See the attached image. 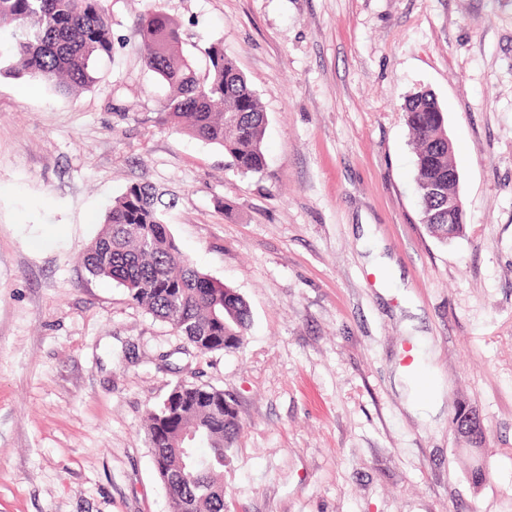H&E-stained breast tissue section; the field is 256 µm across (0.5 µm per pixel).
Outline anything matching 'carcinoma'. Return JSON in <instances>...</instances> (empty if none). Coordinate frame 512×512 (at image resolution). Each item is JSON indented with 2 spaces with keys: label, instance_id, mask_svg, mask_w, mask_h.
I'll use <instances>...</instances> for the list:
<instances>
[{
  "label": "carcinoma",
  "instance_id": "obj_1",
  "mask_svg": "<svg viewBox=\"0 0 512 512\" xmlns=\"http://www.w3.org/2000/svg\"><path fill=\"white\" fill-rule=\"evenodd\" d=\"M8 32L9 64L0 74L19 75L68 94L92 86L99 61L112 51L111 26L104 0H0V33ZM145 66L172 89L167 105L171 123L191 136L224 149L230 166L242 175L266 166L267 116L224 48L204 51L197 66L182 47L178 22L160 9L141 22ZM415 143V181L421 219L427 232L446 243L463 236L465 218L448 223V134L444 112L427 92L409 97L403 107ZM165 202L155 190L134 184L104 218L105 229L82 258L87 272L123 287L131 301L168 323L196 353L237 350L251 324L249 306L235 289L197 269L174 243ZM463 427L474 448L483 447L479 416ZM240 432L237 413L223 390L181 380L147 414V441L171 512H235L224 492V468ZM194 434L187 447L186 434Z\"/></svg>",
  "mask_w": 512,
  "mask_h": 512
}]
</instances>
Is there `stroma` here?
I'll list each match as a JSON object with an SVG mask.
<instances>
[{
  "instance_id": "1",
  "label": "stroma",
  "mask_w": 512,
  "mask_h": 512,
  "mask_svg": "<svg viewBox=\"0 0 512 512\" xmlns=\"http://www.w3.org/2000/svg\"><path fill=\"white\" fill-rule=\"evenodd\" d=\"M107 8L90 88L0 75V512H169L146 417L179 380L235 400L239 512H512V0ZM156 8L257 93L262 173L167 122L140 35ZM419 91L466 211L445 245L420 222L402 112ZM134 184L174 197L176 244L247 301L241 349L190 352L80 264ZM462 406L482 450L452 428ZM465 411L475 412L472 410H465V409L461 410L453 419L454 429H455L456 425L458 427H465L468 434L470 435V438L468 441L472 445V447L482 448L485 443V439H486L485 427H484L483 421L480 419L478 414H475L474 418H468L466 421H463L461 419V416L463 415V413Z\"/></svg>"
}]
</instances>
